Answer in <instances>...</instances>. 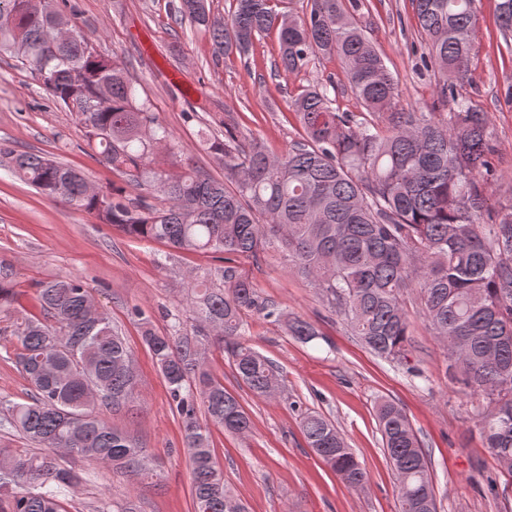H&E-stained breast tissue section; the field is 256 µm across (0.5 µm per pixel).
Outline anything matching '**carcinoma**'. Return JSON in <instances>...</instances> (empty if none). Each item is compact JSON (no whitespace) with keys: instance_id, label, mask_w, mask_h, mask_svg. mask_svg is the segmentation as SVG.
Here are the masks:
<instances>
[{"instance_id":"cac0c4a2","label":"carcinoma","mask_w":512,"mask_h":512,"mask_svg":"<svg viewBox=\"0 0 512 512\" xmlns=\"http://www.w3.org/2000/svg\"><path fill=\"white\" fill-rule=\"evenodd\" d=\"M476 2L412 0L427 59L439 75L437 100L452 106L445 121L399 108L397 83L353 17L361 0L349 6L310 0L301 16L276 11L274 0H232L222 20L210 17L206 0H179L175 20L208 32L217 53H245L275 29L278 67L285 71L337 55L352 91L377 118L358 122L337 111L328 95L334 83L317 82L291 103L304 136L281 155L202 132L209 151L224 162L219 180L193 168L171 176L154 167L151 155L172 134L156 123L122 71L74 28L69 38L50 43L56 8L37 13L27 0H0V54L29 65L52 100L75 115L88 142L101 148L102 158L135 185L159 188L166 205L143 196L121 201L101 195L80 170L36 153H10L9 169L41 194L62 197L128 237L184 251L252 258L278 253L352 335L389 361L407 359L404 294L417 286L434 335L448 342L449 367L460 368L462 382L494 404L481 420L482 433L512 472V204L489 206V123L456 94L475 47ZM497 13L504 39H512V0H498ZM185 288L196 330L185 332L176 318L158 333L146 320L142 340L182 419L195 512H247L224 485L210 426L243 435L252 422L208 369L209 346L227 349L237 377L266 397L279 385V367L241 341L246 316L283 321L304 343L319 331L286 317L231 268L196 276ZM89 297L72 274L43 282L41 316L23 315L14 330L17 363L33 392L23 402L0 398V427L33 450L0 445V512H64L62 499L80 482L60 463L66 455L133 480L152 474L139 443L100 416L102 408L116 411L133 402L138 379L124 337L107 313L91 314ZM377 419L398 479L400 512H436L429 462L406 415L384 400ZM300 426L309 448L345 486L367 483V472L329 420L304 412Z\"/></svg>"}]
</instances>
